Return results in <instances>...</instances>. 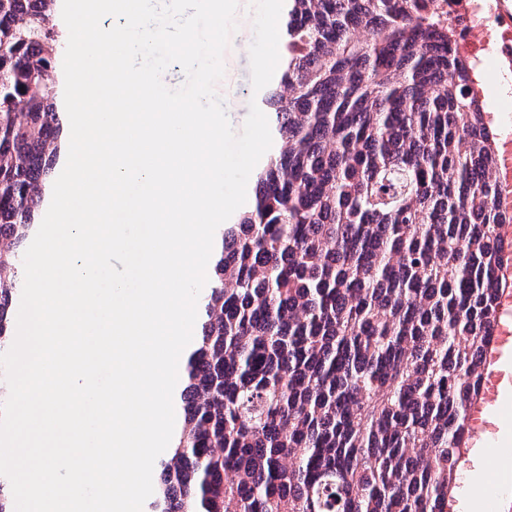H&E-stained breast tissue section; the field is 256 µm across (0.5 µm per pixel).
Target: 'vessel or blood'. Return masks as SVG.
Listing matches in <instances>:
<instances>
[{"instance_id":"b4317fda","label":"vessel or blood","mask_w":512,"mask_h":512,"mask_svg":"<svg viewBox=\"0 0 512 512\" xmlns=\"http://www.w3.org/2000/svg\"><path fill=\"white\" fill-rule=\"evenodd\" d=\"M504 276L481 392L469 411L472 447L492 450L499 459L494 486L480 488L478 495L495 502L499 512L512 507V448L501 438L503 425L512 422V265Z\"/></svg>"}]
</instances>
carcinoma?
<instances>
[{
	"mask_svg": "<svg viewBox=\"0 0 512 512\" xmlns=\"http://www.w3.org/2000/svg\"><path fill=\"white\" fill-rule=\"evenodd\" d=\"M285 2L149 512H450L512 259L477 70L430 0ZM56 4L0 0V353L61 151Z\"/></svg>",
	"mask_w": 512,
	"mask_h": 512,
	"instance_id": "cac0c4a2",
	"label": "carcinoma"
}]
</instances>
